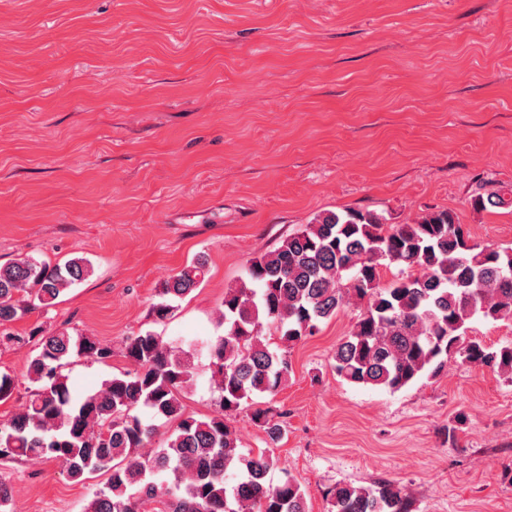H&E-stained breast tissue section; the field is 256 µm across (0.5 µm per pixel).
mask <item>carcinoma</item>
I'll list each match as a JSON object with an SVG mask.
<instances>
[{
	"label": "carcinoma",
	"instance_id": "carcinoma-1",
	"mask_svg": "<svg viewBox=\"0 0 512 512\" xmlns=\"http://www.w3.org/2000/svg\"><path fill=\"white\" fill-rule=\"evenodd\" d=\"M505 249L471 240L453 215L440 211L411 224L388 225L374 214L328 211L251 261L248 280L224 292V335L207 344L218 411L199 419L183 392L196 375L193 353L151 331L126 338L121 354L130 369L83 396L72 393L65 370L85 359H112V343L56 328L39 337L26 366L32 384L22 408L0 421V460L47 459L81 482L107 474L84 512H308L293 478L274 484L270 453L242 454L228 421L258 395H276L291 371L288 349L314 335L347 305H359L352 330L337 345L334 369L344 380L398 391L424 376L435 378L448 356L512 376V345L493 348L468 336L476 318L512 323V272L501 269ZM392 274L385 285L382 270ZM90 263L73 258L50 264L32 257L0 265V347L30 337L4 326L52 306L86 280ZM197 259L172 275L152 313L173 312L205 280ZM273 326L270 348L262 329ZM173 424L151 454L140 452L155 435L141 409ZM269 443L283 435L269 408L257 407ZM331 512H410L407 496L389 480L331 488Z\"/></svg>",
	"mask_w": 512,
	"mask_h": 512
}]
</instances>
